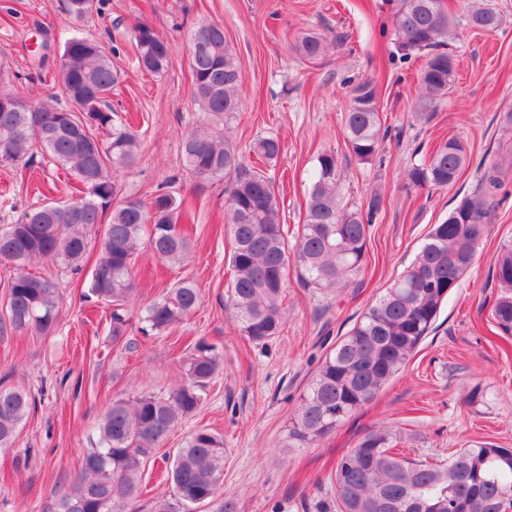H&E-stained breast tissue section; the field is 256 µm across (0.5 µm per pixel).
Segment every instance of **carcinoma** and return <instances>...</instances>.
Returning <instances> with one entry per match:
<instances>
[{"label":"carcinoma","instance_id":"cac0c4a2","mask_svg":"<svg viewBox=\"0 0 512 512\" xmlns=\"http://www.w3.org/2000/svg\"><path fill=\"white\" fill-rule=\"evenodd\" d=\"M100 0H68L67 15L76 23L97 12ZM472 27L494 30L499 16L478 7L468 15ZM451 16L443 0H400L395 17L399 49L407 57H425L417 75L419 101L434 106L445 98L455 78V64L444 48ZM138 68L153 76L168 68L172 46L145 23L133 28ZM327 47L316 32L295 40L301 56L315 59ZM115 48L71 35L60 56L66 107L38 106L34 112L5 109L18 98L0 86V153L8 165L32 157L36 150L69 167L78 182L94 179L90 190L69 201H48L10 223L0 225V263L13 268L0 335L55 333L61 298L56 282L28 271L42 261L77 274L91 239L101 246L85 298L112 306V341L128 324L125 303L134 291L132 270L141 245L160 260L186 258L189 238L180 228L182 211L167 192L154 196L150 208L124 200L112 171L133 165L142 142L130 127L115 124L110 97L119 80L112 66ZM192 99L210 124L187 133L182 160L199 179L225 181L224 227L230 238L232 280L228 309L239 333L254 344L280 336L286 321L285 277L289 267L312 288H346L366 264L369 229L383 209V196L373 193L361 208L342 205L336 154L325 151L317 165L306 201V215L294 246L288 245L280 208L264 172L245 162L230 138V122L240 109L243 76L228 49L224 27L203 24L190 38ZM92 97L85 111L70 112L84 92ZM107 132V140L97 131ZM346 146L351 155L371 163L380 153L381 120L376 84L366 79L350 89L345 114ZM281 144L262 137L251 147L257 162L278 157ZM463 145L450 139L406 172L405 189H445L457 182L466 164ZM502 164H486L472 194L463 197L448 218L434 224L413 259L340 337L317 367L288 423V441L301 447L331 434L345 418L370 403L411 361L432 330L443 303L471 268L494 207L505 195ZM494 275L500 288L491 316L502 335L512 337V245L498 252ZM200 293L191 281H179L163 300L151 302L141 321L161 332L191 316ZM223 354L217 344L197 338L189 350L179 384L168 395L142 394L117 399L96 427V440L85 450L81 467L69 484L44 504L41 512H131L143 494L142 476L153 451L169 432L199 409L212 379L220 373ZM36 406L23 387L0 385V448L14 447L20 427ZM396 433L380 427L362 436L336 462L334 480L338 512H505L512 508V449L478 442L459 449L448 461L430 464L394 451ZM169 496L158 498L152 512H237L233 499L219 494L224 481V435L212 427H196L173 457L164 459Z\"/></svg>","mask_w":512,"mask_h":512}]
</instances>
